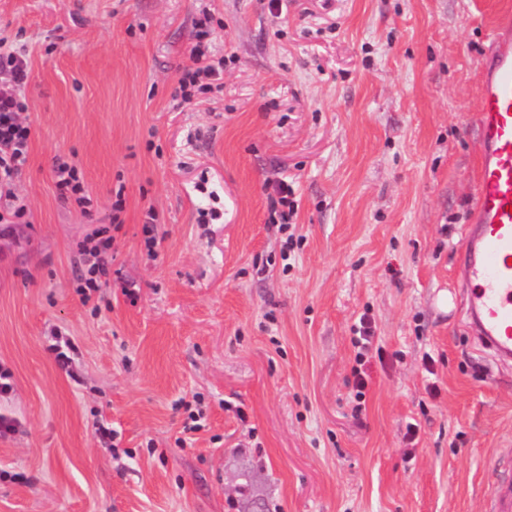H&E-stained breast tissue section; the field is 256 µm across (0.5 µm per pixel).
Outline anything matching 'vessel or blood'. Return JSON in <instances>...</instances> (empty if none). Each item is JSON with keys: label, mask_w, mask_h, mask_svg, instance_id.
<instances>
[{"label": "vessel or blood", "mask_w": 512, "mask_h": 512, "mask_svg": "<svg viewBox=\"0 0 512 512\" xmlns=\"http://www.w3.org/2000/svg\"><path fill=\"white\" fill-rule=\"evenodd\" d=\"M479 170L461 246V316L484 352L512 359V16L485 53L477 109Z\"/></svg>", "instance_id": "b4317fda"}]
</instances>
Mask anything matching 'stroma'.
<instances>
[{"mask_svg": "<svg viewBox=\"0 0 512 512\" xmlns=\"http://www.w3.org/2000/svg\"><path fill=\"white\" fill-rule=\"evenodd\" d=\"M507 10L0 0L31 124L0 197L27 208L0 224V512H482L512 454V360L435 302L465 297L480 72ZM203 30L224 67L186 103ZM60 156L88 207L59 197ZM105 229L109 273L81 295ZM357 332H359L360 336L355 340V346L358 348L355 359L360 368L354 369V377L357 391L355 398L360 401L363 398V390L366 387L365 372L362 370V367L365 365L364 357L369 351L372 338L371 321L365 315L360 319V328Z\"/></svg>", "mask_w": 512, "mask_h": 512, "instance_id": "1", "label": "stroma"}]
</instances>
